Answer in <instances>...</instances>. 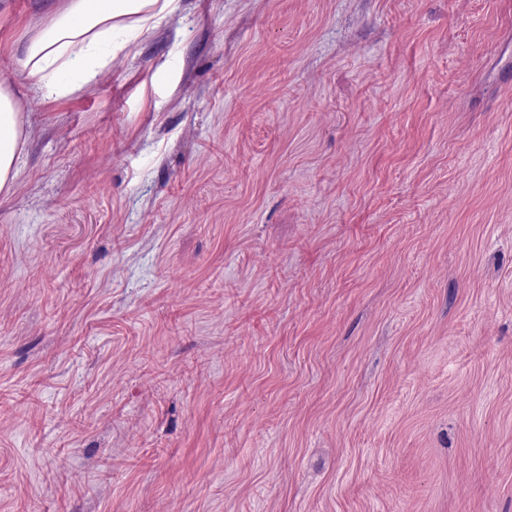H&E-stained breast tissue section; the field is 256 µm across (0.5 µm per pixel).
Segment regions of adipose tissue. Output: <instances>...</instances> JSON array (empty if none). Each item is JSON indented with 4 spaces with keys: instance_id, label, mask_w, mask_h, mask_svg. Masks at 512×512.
<instances>
[{
    "instance_id": "obj_1",
    "label": "adipose tissue",
    "mask_w": 512,
    "mask_h": 512,
    "mask_svg": "<svg viewBox=\"0 0 512 512\" xmlns=\"http://www.w3.org/2000/svg\"><path fill=\"white\" fill-rule=\"evenodd\" d=\"M180 0H58L45 22L26 30L20 69L23 82L55 100L92 82L102 66L145 32L171 18ZM26 130L17 93L0 84V194L10 193Z\"/></svg>"
}]
</instances>
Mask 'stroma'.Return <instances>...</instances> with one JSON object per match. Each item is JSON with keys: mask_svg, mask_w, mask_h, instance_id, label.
<instances>
[{"mask_svg": "<svg viewBox=\"0 0 512 512\" xmlns=\"http://www.w3.org/2000/svg\"><path fill=\"white\" fill-rule=\"evenodd\" d=\"M0 512H512V0H180L24 88Z\"/></svg>", "mask_w": 512, "mask_h": 512, "instance_id": "stroma-1", "label": "stroma"}]
</instances>
